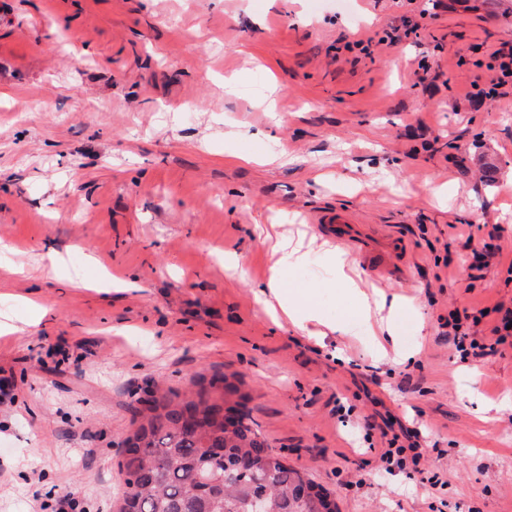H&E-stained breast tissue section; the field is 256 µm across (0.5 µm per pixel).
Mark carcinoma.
I'll use <instances>...</instances> for the list:
<instances>
[{"label":"carcinoma","instance_id":"obj_1","mask_svg":"<svg viewBox=\"0 0 512 512\" xmlns=\"http://www.w3.org/2000/svg\"><path fill=\"white\" fill-rule=\"evenodd\" d=\"M246 396L225 377L192 380L183 393L153 395L134 413L123 442L125 488L119 512H334L322 488L301 497L300 470L273 453L245 412ZM237 407L234 429L225 405Z\"/></svg>","mask_w":512,"mask_h":512}]
</instances>
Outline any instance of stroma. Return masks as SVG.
<instances>
[{
  "label": "stroma",
  "mask_w": 512,
  "mask_h": 512,
  "mask_svg": "<svg viewBox=\"0 0 512 512\" xmlns=\"http://www.w3.org/2000/svg\"><path fill=\"white\" fill-rule=\"evenodd\" d=\"M423 5L0 0V240L15 248L0 317L17 327L0 335V512H57L66 493L72 512H116L132 407L200 373L239 386L254 428L338 512H512V346L465 360L445 325L481 312L484 339L512 300V95L472 94L488 51L512 46V0ZM404 16L417 37L379 44ZM356 34L370 54L345 50ZM339 209L393 276L318 225ZM257 224L310 243L286 281L347 334L307 338L257 303L271 265ZM492 224L502 250L470 278ZM324 242L366 292L409 299L386 354L328 287ZM391 416L428 445L420 473L380 461Z\"/></svg>",
  "instance_id": "stroma-1"
}]
</instances>
